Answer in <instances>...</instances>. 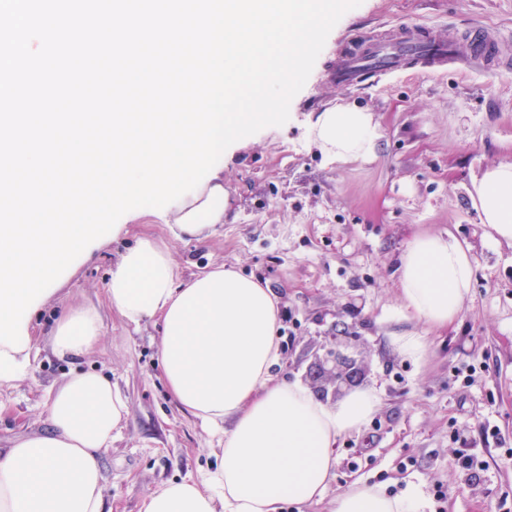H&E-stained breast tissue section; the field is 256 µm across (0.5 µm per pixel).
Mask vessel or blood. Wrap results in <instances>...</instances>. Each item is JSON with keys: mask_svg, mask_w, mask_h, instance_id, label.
Returning <instances> with one entry per match:
<instances>
[{"mask_svg": "<svg viewBox=\"0 0 512 512\" xmlns=\"http://www.w3.org/2000/svg\"><path fill=\"white\" fill-rule=\"evenodd\" d=\"M474 46V57L478 65L487 69L506 67L499 42L481 31L470 35ZM454 41L442 42L432 38L413 25H403L400 36L374 40L362 53L349 58L333 73L339 83L353 84L369 74L388 76L402 70L406 61L425 62L453 61Z\"/></svg>", "mask_w": 512, "mask_h": 512, "instance_id": "b4317fda", "label": "vessel or blood"}]
</instances>
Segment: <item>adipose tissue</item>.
I'll return each mask as SVG.
<instances>
[{
    "label": "adipose tissue",
    "instance_id": "obj_1",
    "mask_svg": "<svg viewBox=\"0 0 512 512\" xmlns=\"http://www.w3.org/2000/svg\"><path fill=\"white\" fill-rule=\"evenodd\" d=\"M312 133L339 161L371 159L378 138L371 113L347 104L320 112ZM470 197L490 235L512 244V163L475 177ZM472 277L455 237H416L401 256V305L431 325H448ZM105 294L128 323H159V361L171 394L224 433L214 472L164 483L140 512H281L286 503L322 500L337 439L366 423L379 398L362 389L330 405L300 383L271 376L279 353L271 289L223 266L178 280L169 250L145 239L120 255ZM102 333L96 309L69 311L50 331L51 351L81 357ZM127 415V399L109 379L72 371L48 398L46 429L0 448V512H104L101 454ZM421 508L415 495L390 497L356 482L337 494L330 512Z\"/></svg>",
    "mask_w": 512,
    "mask_h": 512
}]
</instances>
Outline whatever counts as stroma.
I'll use <instances>...</instances> for the list:
<instances>
[{"instance_id":"1","label":"stroma","mask_w":512,"mask_h":512,"mask_svg":"<svg viewBox=\"0 0 512 512\" xmlns=\"http://www.w3.org/2000/svg\"><path fill=\"white\" fill-rule=\"evenodd\" d=\"M432 36L473 27L512 44V0H363L331 30L290 117L226 149L224 187L234 208L202 240L180 241L145 207L126 236L77 257L39 308L41 346L27 375L0 390V448L45 428V403L73 365L56 358L48 333L60 308H96L104 325L82 369L112 378L128 399L125 426L103 452L107 512H140L163 482L202 479L222 439L180 408L159 366L155 323L140 328L105 294L120 252L147 238L169 249L179 279L225 264L271 288L279 300V360L272 375L310 385L315 355L342 345L366 367L380 406L338 438L325 501L283 512H329V500L360 480L414 492L424 512H512V246L496 242L472 205L473 177L512 163V69L473 64L408 68L358 87L332 81L350 51L403 24ZM349 103L373 115L375 156L338 163L315 142L318 112ZM452 233L466 246L472 288L448 327L402 308L397 266L415 237ZM427 337L414 361L390 339ZM482 462L467 483L459 451ZM448 498L436 504L432 486Z\"/></svg>"}]
</instances>
